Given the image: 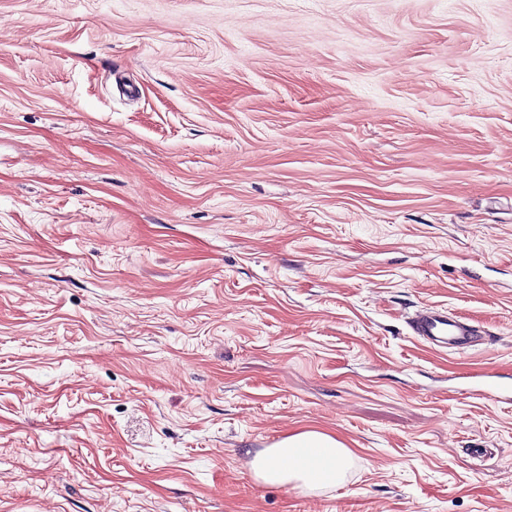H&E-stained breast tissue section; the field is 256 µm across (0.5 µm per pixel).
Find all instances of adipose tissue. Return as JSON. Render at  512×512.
<instances>
[{
  "instance_id": "ef3b65f1",
  "label": "adipose tissue",
  "mask_w": 512,
  "mask_h": 512,
  "mask_svg": "<svg viewBox=\"0 0 512 512\" xmlns=\"http://www.w3.org/2000/svg\"><path fill=\"white\" fill-rule=\"evenodd\" d=\"M353 465L351 449L335 433L308 429L288 435L269 449L255 472L268 484L332 488L345 481Z\"/></svg>"
}]
</instances>
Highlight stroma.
I'll return each instance as SVG.
<instances>
[{
	"instance_id": "stroma-1",
	"label": "stroma",
	"mask_w": 512,
	"mask_h": 512,
	"mask_svg": "<svg viewBox=\"0 0 512 512\" xmlns=\"http://www.w3.org/2000/svg\"><path fill=\"white\" fill-rule=\"evenodd\" d=\"M486 373L512 0H0V512H512ZM307 429L345 483L257 481ZM413 336L439 351L464 353L475 346L481 336H493L478 321L449 316L446 308L420 306L409 319Z\"/></svg>"
}]
</instances>
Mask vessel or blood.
Returning <instances> with one entry per match:
<instances>
[{
	"label": "vessel or blood",
	"instance_id": "1",
	"mask_svg": "<svg viewBox=\"0 0 512 512\" xmlns=\"http://www.w3.org/2000/svg\"><path fill=\"white\" fill-rule=\"evenodd\" d=\"M410 328L431 348L456 353L468 351L487 333L478 321L449 315L446 308L435 305L420 306L410 318Z\"/></svg>",
	"mask_w": 512,
	"mask_h": 512
}]
</instances>
